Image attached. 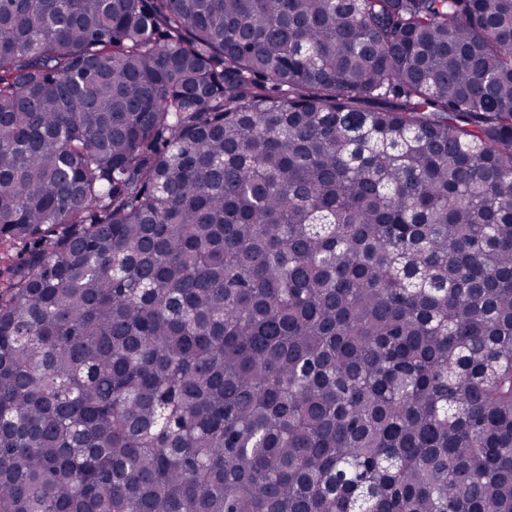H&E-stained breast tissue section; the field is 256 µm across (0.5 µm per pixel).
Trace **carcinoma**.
<instances>
[{
  "label": "carcinoma",
  "mask_w": 512,
  "mask_h": 512,
  "mask_svg": "<svg viewBox=\"0 0 512 512\" xmlns=\"http://www.w3.org/2000/svg\"><path fill=\"white\" fill-rule=\"evenodd\" d=\"M0 512H512V0H0Z\"/></svg>",
  "instance_id": "carcinoma-1"
}]
</instances>
